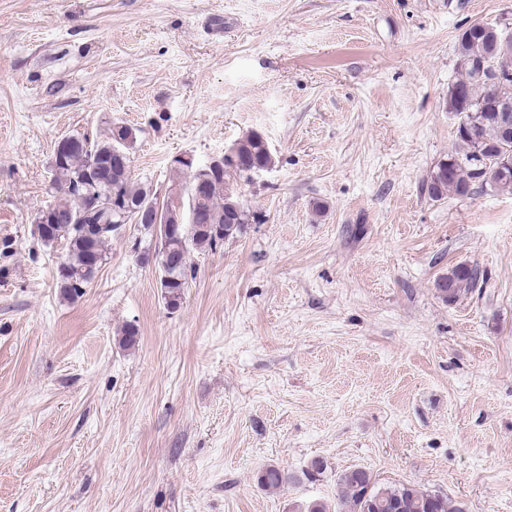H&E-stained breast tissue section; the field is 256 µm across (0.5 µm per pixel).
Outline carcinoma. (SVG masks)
Masks as SVG:
<instances>
[{"instance_id":"1","label":"carcinoma","mask_w":512,"mask_h":512,"mask_svg":"<svg viewBox=\"0 0 512 512\" xmlns=\"http://www.w3.org/2000/svg\"><path fill=\"white\" fill-rule=\"evenodd\" d=\"M461 77L448 86V111L459 117L454 151L430 170L426 188L430 197L441 199L450 193L466 196L477 189L512 188V136L505 137L503 124L512 123L511 112L499 111V100L512 102V75L489 84L477 74V66L491 65L502 58L501 48L492 34L471 25L463 30L457 44ZM117 145L114 134L105 141H89L54 150L52 187L53 203L46 206L47 217L38 225L41 242L51 245L67 242V256L58 269V288L62 297L72 299L83 293L105 261L106 249L116 231L112 229V210L94 207L93 193L100 181L110 197L121 201L151 202V188L132 179L131 170L112 167V149ZM237 162L233 173L268 170L274 156L263 136L250 132L234 145ZM226 171L192 173V182L207 185L205 197L188 200V207L205 209V223L182 224L186 240L169 237L161 245L177 258L169 269L170 279L161 281L168 307L180 306L188 284L189 249H215L230 237L242 233L247 223L246 211L228 181ZM480 280L477 267L457 264L436 281V288L448 301L474 288ZM287 479L284 470L271 466L260 476L261 484L276 488ZM339 507L336 512H465V508L439 494L410 484L381 485L373 474L362 468L344 471L337 480Z\"/></svg>"}]
</instances>
